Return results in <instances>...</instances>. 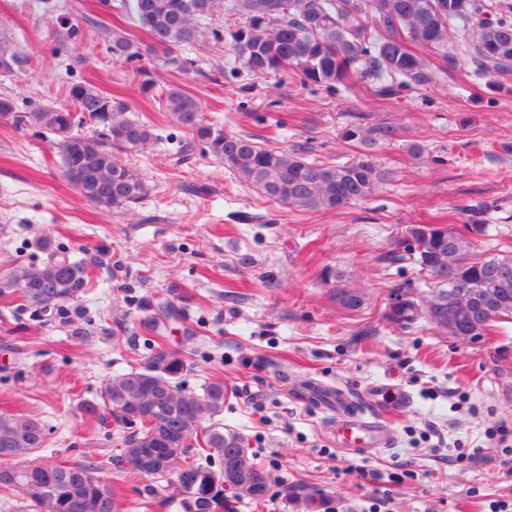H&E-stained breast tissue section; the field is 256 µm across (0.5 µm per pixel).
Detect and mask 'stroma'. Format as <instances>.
<instances>
[{
  "label": "stroma",
  "mask_w": 512,
  "mask_h": 512,
  "mask_svg": "<svg viewBox=\"0 0 512 512\" xmlns=\"http://www.w3.org/2000/svg\"><path fill=\"white\" fill-rule=\"evenodd\" d=\"M116 22L112 0H0V48L20 60L0 74V98L20 112L65 107L71 85L90 83L159 136L115 150L149 185L139 204L116 211L74 189L48 137L0 119V278L59 246L93 270L67 317L38 320L0 303V413L42 421L43 456L98 464L120 489V512H138L150 477L116 468L112 423L87 421L83 407L104 379L148 361L143 338L167 302L185 314L162 331L185 357L176 384L232 387L219 420L271 475L266 497L238 512H491L495 503L512 512V470L489 437L512 431V319L478 343L424 321L390 323L394 285L426 293L429 278L382 260L413 224L483 223L473 255H512V76L479 79L464 57L425 49L428 84L391 92L355 79L330 90L247 73L227 47L211 46L189 51L188 69L159 67L146 93L134 65L108 49ZM170 84L226 132L271 149L304 144L331 164L362 150L341 138L345 126H394L377 149L392 178L333 212L274 203L202 146L181 155L188 134L162 99ZM340 287L362 290L363 308H342ZM382 384L389 392L376 393ZM395 386L409 393L406 407L392 405ZM336 388L389 419L393 447H337L336 414L316 398ZM475 447L482 460H466Z\"/></svg>",
  "instance_id": "35a3bbf8"
}]
</instances>
